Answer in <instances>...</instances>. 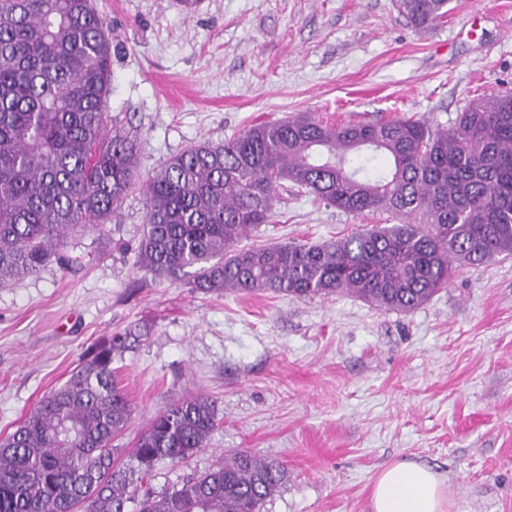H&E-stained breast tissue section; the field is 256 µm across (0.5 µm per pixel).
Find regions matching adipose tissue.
Wrapping results in <instances>:
<instances>
[{"mask_svg":"<svg viewBox=\"0 0 512 512\" xmlns=\"http://www.w3.org/2000/svg\"><path fill=\"white\" fill-rule=\"evenodd\" d=\"M370 501L372 512H447L448 487L431 467L398 461L378 472Z\"/></svg>","mask_w":512,"mask_h":512,"instance_id":"1","label":"adipose tissue"}]
</instances>
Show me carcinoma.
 <instances>
[{"label": "carcinoma", "instance_id": "1", "mask_svg": "<svg viewBox=\"0 0 512 512\" xmlns=\"http://www.w3.org/2000/svg\"><path fill=\"white\" fill-rule=\"evenodd\" d=\"M397 2L424 31L448 12V0ZM111 78L93 0H0V287L52 260L71 267L65 236L109 223L137 183L136 140L106 132ZM363 151L390 167L359 177L349 164ZM285 182L347 214L399 223L320 244L239 246L270 222ZM142 186L136 263L161 280L203 293L344 291L410 312L460 266L512 255V90L472 100L450 129L411 117L256 123L186 148ZM125 342L95 343L0 441V512H263L286 472L244 449L159 491L145 483L158 462L206 447L219 423L209 397L166 406L130 452L112 446L132 415L112 367Z\"/></svg>", "mask_w": 512, "mask_h": 512}]
</instances>
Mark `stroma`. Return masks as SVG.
Wrapping results in <instances>:
<instances>
[{"label": "stroma", "mask_w": 512, "mask_h": 512, "mask_svg": "<svg viewBox=\"0 0 512 512\" xmlns=\"http://www.w3.org/2000/svg\"><path fill=\"white\" fill-rule=\"evenodd\" d=\"M112 45L107 112L138 143L141 177L186 147L300 112L336 122L417 117L453 127L471 100L512 88V0H450L430 30L396 0H96ZM146 197L134 189L99 230L0 287V438L60 386L98 339L135 328L120 362L131 447L189 395L221 422L155 486L245 449L284 464L265 512H370L384 466L425 464L448 512H512V256L459 269L410 312L354 295L201 293L136 268ZM388 213L353 216L284 184L243 246L334 240Z\"/></svg>", "instance_id": "35a3bbf8"}]
</instances>
